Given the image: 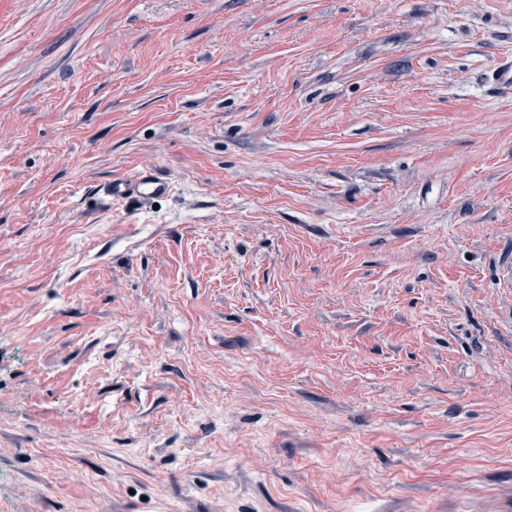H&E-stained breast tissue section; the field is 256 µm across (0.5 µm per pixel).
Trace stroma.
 <instances>
[{"label":"stroma","instance_id":"35a3bbf8","mask_svg":"<svg viewBox=\"0 0 512 512\" xmlns=\"http://www.w3.org/2000/svg\"><path fill=\"white\" fill-rule=\"evenodd\" d=\"M508 54L512 0H0V512H512ZM104 192L112 200L140 199L152 201L170 193L169 180L153 168H143L134 173L113 179L104 186Z\"/></svg>","mask_w":512,"mask_h":512}]
</instances>
